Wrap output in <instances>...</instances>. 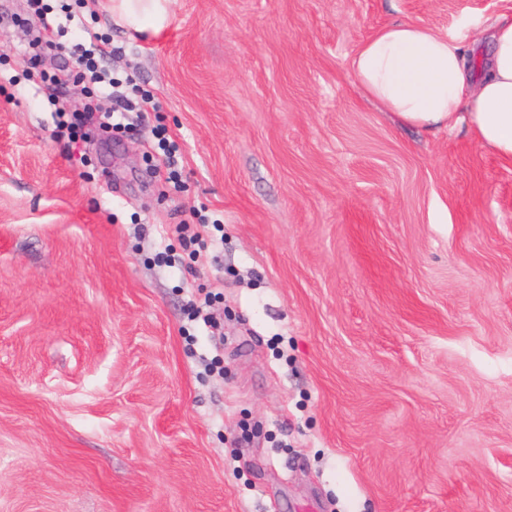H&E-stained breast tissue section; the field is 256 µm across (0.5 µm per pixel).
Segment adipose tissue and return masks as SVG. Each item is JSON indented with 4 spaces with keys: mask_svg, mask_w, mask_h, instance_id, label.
<instances>
[{
    "mask_svg": "<svg viewBox=\"0 0 512 512\" xmlns=\"http://www.w3.org/2000/svg\"><path fill=\"white\" fill-rule=\"evenodd\" d=\"M170 0H112L116 22L159 33ZM480 68L462 38L424 25L383 27L358 48L360 87L400 122L426 130L473 132L482 146L512 160V16L490 26Z\"/></svg>",
    "mask_w": 512,
    "mask_h": 512,
    "instance_id": "1",
    "label": "adipose tissue"
}]
</instances>
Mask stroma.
I'll return each instance as SVG.
<instances>
[{
    "instance_id": "35a3bbf8",
    "label": "stroma",
    "mask_w": 512,
    "mask_h": 512,
    "mask_svg": "<svg viewBox=\"0 0 512 512\" xmlns=\"http://www.w3.org/2000/svg\"><path fill=\"white\" fill-rule=\"evenodd\" d=\"M108 4L69 36L154 108L68 141L56 110L111 100L48 99L69 59L0 0V512H512V163L352 68L512 0H172L157 35ZM158 124L183 191L147 172Z\"/></svg>"
}]
</instances>
